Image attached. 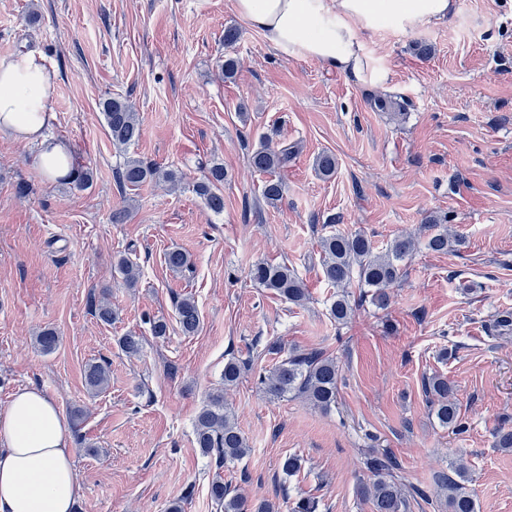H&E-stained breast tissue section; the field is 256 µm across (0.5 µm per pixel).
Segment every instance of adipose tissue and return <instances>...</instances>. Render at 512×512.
I'll return each instance as SVG.
<instances>
[{"label":"adipose tissue","instance_id":"ef3b65f1","mask_svg":"<svg viewBox=\"0 0 512 512\" xmlns=\"http://www.w3.org/2000/svg\"><path fill=\"white\" fill-rule=\"evenodd\" d=\"M236 14L274 49L363 77V33L413 30L447 19L455 0H233ZM55 75L29 53L0 56V136L41 147L48 179L66 174L72 157L47 141L55 114ZM81 486L69 430L40 389L17 390L0 411V512H74Z\"/></svg>","mask_w":512,"mask_h":512}]
</instances>
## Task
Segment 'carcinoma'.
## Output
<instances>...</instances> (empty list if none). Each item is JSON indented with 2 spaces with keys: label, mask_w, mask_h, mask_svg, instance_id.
Instances as JSON below:
<instances>
[{
  "label": "carcinoma",
  "mask_w": 512,
  "mask_h": 512,
  "mask_svg": "<svg viewBox=\"0 0 512 512\" xmlns=\"http://www.w3.org/2000/svg\"><path fill=\"white\" fill-rule=\"evenodd\" d=\"M102 112L109 130L112 144L125 148L140 136L138 113L132 104L121 98H109L102 103ZM297 153L296 146L273 144L265 139L250 156L252 166L260 172L274 174L288 166ZM315 171L329 178L336 173V156L322 153L315 158ZM121 188L133 189L148 180L175 184L178 173L155 164L146 163L135 157H128L117 170ZM226 173L221 164L212 165L203 178L194 185L195 193L215 214L224 212V180ZM285 186L277 178L264 182L262 197L275 207L283 199ZM429 228L427 246L435 252H446L455 247L458 240L448 236L442 219L431 216L426 220ZM415 243L408 238H396L383 251L376 250L372 241L364 234L332 233L322 237L320 242L322 270L325 281L336 288L328 308L330 318L341 329L354 318L359 307L371 302L379 308L387 304L384 288L397 280L403 271L402 262L414 249ZM165 261L170 270L183 272L191 269L189 256L178 250L166 253ZM115 270L126 285H138L139 266L128 256H121L114 262ZM251 280L258 286L271 291L282 299L304 305L308 291L294 269L286 263L257 261L249 269ZM358 277L362 287L358 298H353L347 286L353 277ZM175 313L181 330L191 335L200 326L199 309L190 296L175 300ZM121 349L136 355L143 347L142 337L128 334L118 339ZM245 363L235 357L224 362V386L235 385ZM342 370L336 359L319 349L302 350L294 348L287 352L278 364L259 376L264 392L274 399L288 396L301 398L313 406L329 410L336 404L338 383ZM85 384L92 391H101L108 384V373L99 363L87 366ZM424 393L432 414L439 423L455 432L462 433L465 426L459 420V408L454 396V387L448 378L434 374L424 379ZM195 438L201 452L213 459L217 466L239 462L250 453V446L234 422L233 415L224 407V396L220 392L211 394L201 408L195 421ZM365 468L372 475V481L360 482L358 495L370 502L374 512H408L410 500L420 498L430 502L431 498L421 486L406 487L397 482L394 470L398 463L388 452L371 451L365 457ZM467 467L459 462L452 465V473L436 478V496L445 499L448 512H477V502L468 486ZM210 497L224 512H275V505L269 501L254 504L243 493H234L215 479L210 485Z\"/></svg>",
  "instance_id": "obj_1"
}]
</instances>
